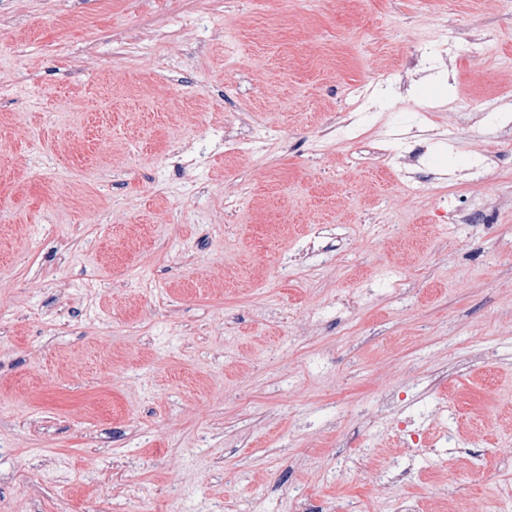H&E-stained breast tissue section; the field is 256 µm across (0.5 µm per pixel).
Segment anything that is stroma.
<instances>
[{
    "instance_id": "35a3bbf8",
    "label": "stroma",
    "mask_w": 512,
    "mask_h": 512,
    "mask_svg": "<svg viewBox=\"0 0 512 512\" xmlns=\"http://www.w3.org/2000/svg\"><path fill=\"white\" fill-rule=\"evenodd\" d=\"M499 448L512 0H0V512H512Z\"/></svg>"
}]
</instances>
